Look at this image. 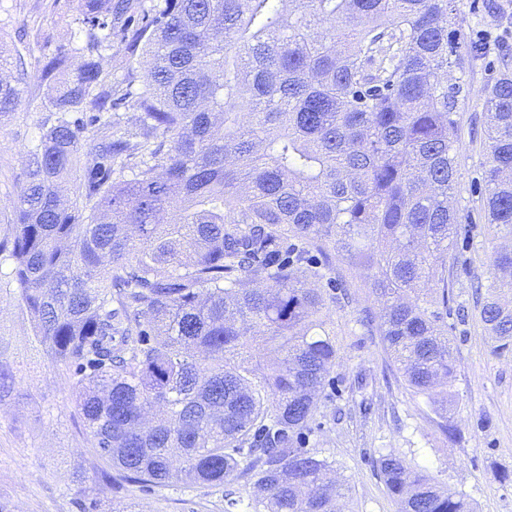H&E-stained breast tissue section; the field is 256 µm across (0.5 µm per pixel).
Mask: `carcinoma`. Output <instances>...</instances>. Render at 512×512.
I'll return each mask as SVG.
<instances>
[{"label":"carcinoma","mask_w":512,"mask_h":512,"mask_svg":"<svg viewBox=\"0 0 512 512\" xmlns=\"http://www.w3.org/2000/svg\"><path fill=\"white\" fill-rule=\"evenodd\" d=\"M38 62V145L0 234L33 340L65 371L89 444L121 479L244 480L224 512H336L309 447L336 361L323 293L360 267L405 383L439 415L456 365L448 249L464 58L452 0H67ZM128 67L112 97L104 51ZM151 63L138 73V52ZM0 53V120L22 103ZM487 223L480 318L512 351V69L481 89ZM138 112L123 127L116 110ZM398 512H476L391 449Z\"/></svg>","instance_id":"obj_1"}]
</instances>
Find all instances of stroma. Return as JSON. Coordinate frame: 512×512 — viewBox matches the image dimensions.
Returning a JSON list of instances; mask_svg holds the SVG:
<instances>
[{"label":"stroma","instance_id":"stroma-1","mask_svg":"<svg viewBox=\"0 0 512 512\" xmlns=\"http://www.w3.org/2000/svg\"><path fill=\"white\" fill-rule=\"evenodd\" d=\"M456 0L457 41L465 54L458 78L464 85L456 137L455 205L469 235L455 239L448 253L449 305L463 309L450 335L456 363V428L447 438L438 415L406 387L380 335H368L358 319L378 310L374 299L330 304L336 325V365L321 404L315 447L336 460V476L349 486L340 512H397L378 468L382 452L393 449L412 460L438 485L467 495L477 512H512V354L497 355L479 317L478 282L491 271V246L484 209V166L488 155L487 117L478 91L512 59V0ZM63 0H0V50L21 53L36 67L49 45L67 43L60 21ZM481 57H468L471 45ZM36 113L25 105L0 125V216L9 214L25 180V160L39 142ZM30 329L15 301L0 299V336L5 353L18 362L14 392L0 398V504L10 512H84L96 498V512L133 506L138 512H224V493L199 485H149L117 481L99 484L108 462L90 448L61 372L29 341ZM372 403L361 415V399Z\"/></svg>","mask_w":512,"mask_h":512}]
</instances>
